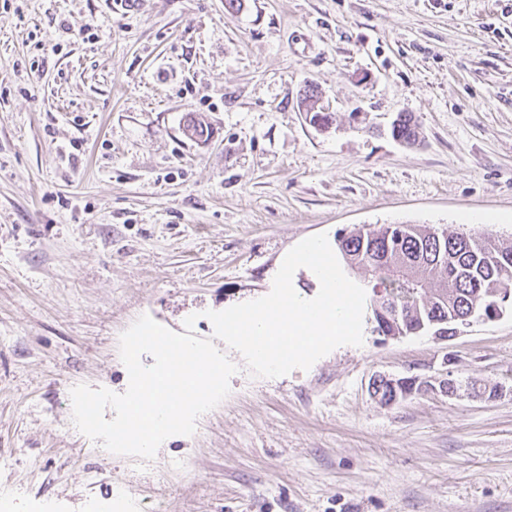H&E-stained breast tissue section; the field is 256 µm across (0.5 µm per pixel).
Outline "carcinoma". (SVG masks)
Instances as JSON below:
<instances>
[{"instance_id": "1", "label": "carcinoma", "mask_w": 512, "mask_h": 512, "mask_svg": "<svg viewBox=\"0 0 512 512\" xmlns=\"http://www.w3.org/2000/svg\"><path fill=\"white\" fill-rule=\"evenodd\" d=\"M185 127L191 138L209 136L208 125L191 116ZM392 138L414 145L419 125L409 112L391 123ZM345 267L370 275V309L382 336H407L448 328V313L488 303L502 291L512 292V242L490 236L438 232L419 224L355 227L336 238Z\"/></svg>"}]
</instances>
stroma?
<instances>
[{
  "mask_svg": "<svg viewBox=\"0 0 512 512\" xmlns=\"http://www.w3.org/2000/svg\"><path fill=\"white\" fill-rule=\"evenodd\" d=\"M137 2L0 0V512H512L511 306L445 341L367 311L362 346L277 378L226 349L228 396L150 460L103 451L70 399L127 389L139 316L212 337L203 311L268 294L309 236L512 242V0ZM380 375L428 387L388 406ZM392 138L406 145H415L420 140L419 125L409 112H399L391 123Z\"/></svg>",
  "mask_w": 512,
  "mask_h": 512,
  "instance_id": "35a3bbf8",
  "label": "stroma"
}]
</instances>
